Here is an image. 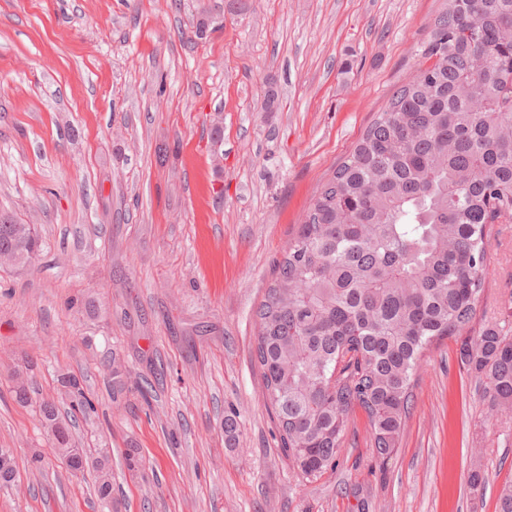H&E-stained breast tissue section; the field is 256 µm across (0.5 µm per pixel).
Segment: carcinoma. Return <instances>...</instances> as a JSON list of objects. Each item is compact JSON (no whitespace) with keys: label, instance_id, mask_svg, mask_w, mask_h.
<instances>
[{"label":"carcinoma","instance_id":"carcinoma-1","mask_svg":"<svg viewBox=\"0 0 512 512\" xmlns=\"http://www.w3.org/2000/svg\"><path fill=\"white\" fill-rule=\"evenodd\" d=\"M422 58L317 190L255 311L279 447L308 483L336 466L357 408L377 457L392 456L424 351L472 327L492 225L512 223V0H448ZM36 247L30 225L0 214V250L23 264ZM460 359L491 418L512 420V324L481 329ZM63 384L71 414L94 412L79 379ZM39 415L56 424L55 454L84 472L72 420L48 401ZM94 469L112 512L107 449Z\"/></svg>","mask_w":512,"mask_h":512}]
</instances>
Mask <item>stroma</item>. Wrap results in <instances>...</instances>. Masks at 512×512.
I'll return each instance as SVG.
<instances>
[{
    "instance_id": "stroma-1",
    "label": "stroma",
    "mask_w": 512,
    "mask_h": 512,
    "mask_svg": "<svg viewBox=\"0 0 512 512\" xmlns=\"http://www.w3.org/2000/svg\"><path fill=\"white\" fill-rule=\"evenodd\" d=\"M446 6L0 0V211L41 244L0 267V448L22 479L0 487V512H100L92 471L72 476L39 422L45 398L68 411L71 374L96 406L75 435L111 449L118 512H496L512 424L489 418L461 337L427 351L389 459L358 409L335 468L311 483L278 446L253 360L274 260L415 75ZM271 91L279 108L267 112ZM490 253L479 326L512 322V224L495 226ZM115 360L127 370L118 393ZM18 375L30 404L14 398ZM131 448L144 459L135 472Z\"/></svg>"
}]
</instances>
